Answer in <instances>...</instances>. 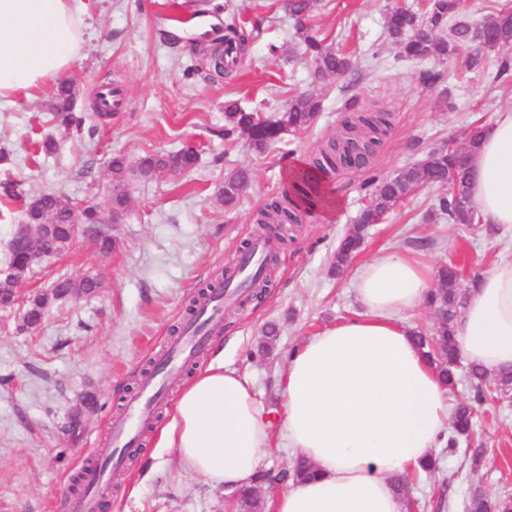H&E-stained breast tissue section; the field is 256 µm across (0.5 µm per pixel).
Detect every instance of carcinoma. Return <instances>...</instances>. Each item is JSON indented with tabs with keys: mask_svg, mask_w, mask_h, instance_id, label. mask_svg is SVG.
Listing matches in <instances>:
<instances>
[{
	"mask_svg": "<svg viewBox=\"0 0 512 512\" xmlns=\"http://www.w3.org/2000/svg\"><path fill=\"white\" fill-rule=\"evenodd\" d=\"M316 6L317 0H286L285 9L297 21L296 33L305 44L315 81L319 83L329 76L346 74L352 62L348 54L310 31L306 20ZM464 9V0H426V21L423 22L420 13L413 8L394 5L385 14V33L397 46L400 58L419 62H444L463 45L486 50L512 46V7L502 5L494 8L479 27L460 20ZM219 41L220 45L206 53L205 60L209 71L218 77L229 78L234 67L247 55L250 35L232 20L225 25L224 35ZM78 96V90L72 84L60 83L53 95L51 121L67 129L82 130L86 115L74 111ZM319 110L320 97L316 93L292 97L277 116L261 117L237 102H230L224 106V137L231 138L243 133L247 135L252 149L264 152L285 130L301 129L311 124ZM346 110L354 113L353 119L344 125L346 135L320 149L312 160L296 171L281 197L260 211L257 224L262 237L279 239L285 225L301 223L303 216L320 202L324 182L342 168L365 165L380 145L390 126L389 111L379 107L363 109L355 101L348 104ZM476 144V130L472 129L466 137V159L457 164L448 160V152L441 147L431 151L422 163L404 168L391 178L371 176L365 182V188L368 189L367 206L361 213L360 223L353 225L336 249V273L344 271L352 255L361 247L367 225L379 223L385 213L400 205L422 186H439L446 182L466 190L470 169L468 159L472 158ZM196 161L197 152L191 145L175 153H148L132 165L122 155L113 157L110 170L118 178V184L110 199L112 211L123 210L127 203L124 175L128 169H134L144 179H153L188 171ZM248 180L249 174L242 169L233 170L225 176L224 186L219 190L225 207L231 209L235 206ZM25 197L22 184L10 181L0 184L1 199L18 201ZM434 211L448 216V220L455 224L473 223V212L468 207L465 194L439 195L434 203ZM73 213L74 204L67 196L46 192L29 199L26 220L27 224L33 226L53 225V237L58 241V246L64 249L68 247V225L71 224ZM82 218L86 234L97 237L100 250L109 252L112 249V237L99 230L102 219L97 206H85ZM438 278L440 287L432 290L427 298V305L436 312L437 324L430 335L418 333L415 339L438 370L441 380L451 388L456 382V362L460 358L454 337V324L464 304L465 293L459 288L458 276L453 267L440 268ZM53 287L92 290L99 287V281L89 276L79 280L60 277L54 281ZM469 374L474 389V402H459L455 405L453 432L447 439L450 450L456 447L460 438L467 439L472 434L476 405L494 399L501 400L512 394V370L488 378L472 364L469 366ZM256 504V488L238 493L236 507L242 512H253ZM466 512H512V501L505 499L493 502L484 492L476 491L467 502Z\"/></svg>",
	"mask_w": 512,
	"mask_h": 512,
	"instance_id": "carcinoma-1",
	"label": "carcinoma"
}]
</instances>
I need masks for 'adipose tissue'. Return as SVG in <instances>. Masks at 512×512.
<instances>
[{"label":"adipose tissue","instance_id":"1","mask_svg":"<svg viewBox=\"0 0 512 512\" xmlns=\"http://www.w3.org/2000/svg\"><path fill=\"white\" fill-rule=\"evenodd\" d=\"M91 0H0V104L55 84L79 55ZM483 223L512 227V110L478 130L467 184ZM431 272L391 253L351 279L354 317L306 338L288 357L280 434L312 478L289 482L272 512H408L396 479L422 471L454 409L449 389L401 316L427 301ZM459 349L493 374L512 367V256L468 283ZM272 422L246 375L215 362L197 373L161 434L183 470L211 485H254Z\"/></svg>","mask_w":512,"mask_h":512}]
</instances>
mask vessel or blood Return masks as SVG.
I'll list each match as a JSON object with an SVG mask.
<instances>
[{"label": "vessel or blood", "mask_w": 512, "mask_h": 512, "mask_svg": "<svg viewBox=\"0 0 512 512\" xmlns=\"http://www.w3.org/2000/svg\"><path fill=\"white\" fill-rule=\"evenodd\" d=\"M265 249V244L259 242L252 245V255L245 268L239 272L237 279L229 281L223 290L215 293L211 306L206 310L207 315H217L225 301L240 292L247 278L261 263ZM208 342V336L200 331L198 323L191 322L186 324L184 336L168 345L160 358L164 366L163 373L143 381L139 391L128 400L125 416L110 424L112 444L115 448L114 462H121L123 450L134 445L137 428L149 417L154 404L165 400L166 378L179 373L181 362L186 355L203 354ZM107 472V466L102 465L94 467L88 473L83 493L71 503L72 512H97L100 502L111 490Z\"/></svg>", "instance_id": "obj_1"}]
</instances>
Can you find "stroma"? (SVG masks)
I'll use <instances>...</instances> for the list:
<instances>
[{"label":"stroma","mask_w":512,"mask_h":512,"mask_svg":"<svg viewBox=\"0 0 512 512\" xmlns=\"http://www.w3.org/2000/svg\"><path fill=\"white\" fill-rule=\"evenodd\" d=\"M94 0L82 50L66 74L80 93L76 109L90 111L93 96L116 91L112 115L94 136L78 137L49 121L51 91L0 108V180L23 181L29 194L57 191L99 204L113 246L101 253L83 237L63 256L37 265L17 286L20 303L0 307V512H68L69 486L88 461L104 459L107 421L123 415L149 362L188 317L190 298L232 275L253 238L254 217L279 195L289 163L307 161L343 129L345 105H378L391 129L367 166L339 171L331 185L338 205L288 228V241L271 266L268 290L225 318L212 346L197 358L205 368L223 344L224 364L252 379L266 408L281 412L278 380L289 350L357 308L347 276L333 270L339 241L359 221L369 175L389 178L463 138L495 113L512 109V82L493 81L495 54L468 67L469 51L444 63L402 61L385 36L384 15L397 0H321L309 25L350 54L354 72L314 82L311 65L284 0ZM259 28L238 77L202 73L201 48L222 35L229 16ZM438 74L423 84V71ZM318 93L322 109L303 129L287 131L265 153L245 140H225L224 104L239 102L270 113L296 95ZM53 136L47 153L37 141ZM193 144L199 154L184 173L144 181L127 174L128 203L110 212L112 156L136 160ZM247 169L250 182L226 210L217 193L227 172ZM440 190L427 187L379 223L369 225L351 268L389 252H409L438 270L455 262L468 273L488 270L512 251V231L455 224L433 215ZM92 276L100 286L78 299L52 301L42 325L24 328L23 299L46 292L58 276ZM276 325L275 337L265 329ZM181 373L168 397L125 452V471L101 512H232L229 494L186 474L174 449L158 445L188 380ZM479 440L486 453L472 466L466 446L438 448L439 469L413 477L416 512H465L475 489L512 498V397L480 411Z\"/></svg>","instance_id":"obj_1"}]
</instances>
